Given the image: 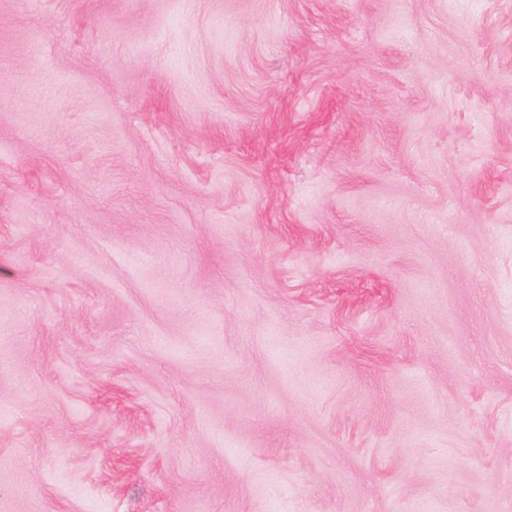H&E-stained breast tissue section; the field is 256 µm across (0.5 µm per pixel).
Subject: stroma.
Listing matches in <instances>:
<instances>
[{
  "instance_id": "stroma-1",
  "label": "stroma",
  "mask_w": 512,
  "mask_h": 512,
  "mask_svg": "<svg viewBox=\"0 0 512 512\" xmlns=\"http://www.w3.org/2000/svg\"><path fill=\"white\" fill-rule=\"evenodd\" d=\"M0 512H512V0H0Z\"/></svg>"
}]
</instances>
